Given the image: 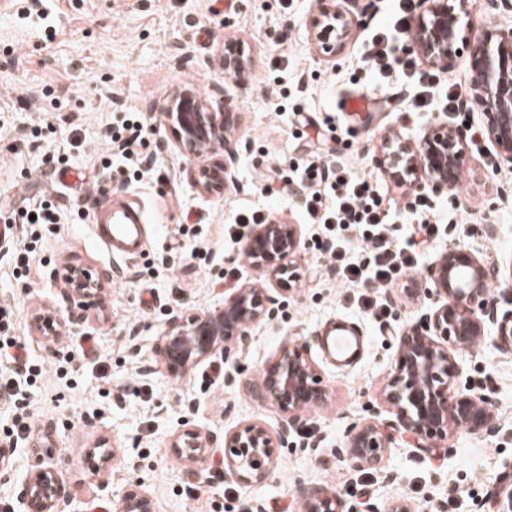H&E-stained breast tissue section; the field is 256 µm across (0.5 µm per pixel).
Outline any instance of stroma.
<instances>
[{
    "label": "stroma",
    "mask_w": 512,
    "mask_h": 512,
    "mask_svg": "<svg viewBox=\"0 0 512 512\" xmlns=\"http://www.w3.org/2000/svg\"><path fill=\"white\" fill-rule=\"evenodd\" d=\"M0 0V207L52 198L58 223L46 226L36 243L28 278L13 275L11 254L27 246L26 234L0 240V306L14 311L16 336L35 358L49 366L35 387L28 410L44 441L42 456L62 472L64 493L56 512H91L94 504L116 505L128 490H141L155 512H255L290 503L301 488L335 489L346 505H383L394 497L410 501L416 512H488L483 498L490 487L507 486L512 471V361L485 349L464 358L462 384L496 402L501 432L476 438L450 435L451 455L417 456L408 448L387 454L397 479L386 483L374 472L352 471L336 450L346 427L376 402L396 353L397 328L417 321L435 299L420 274L449 244L469 246L499 269L512 264V169L497 166L490 143L471 150L465 174L452 193L432 197L442 231L416 259L410 293H390L394 326L378 329L368 312L348 298L319 252L301 249L300 279L279 295L275 318L254 327L238 362L214 357L179 377L156 357L159 336L170 319L205 315L223 303L225 269L239 267V279L270 287L250 266H239L240 245L226 243L224 227L261 199L260 176L267 168L289 170L303 154L285 113L275 111L278 83L301 89L313 117L325 118L339 97L358 91L380 99L374 72L363 63L361 42L384 22L394 0H373L359 27L336 55L314 43L312 21L328 6L358 11L354 0H295L284 13L279 0ZM243 44L248 67L229 76L219 59L228 42ZM194 80L202 95L236 100L234 132L206 156L182 155L172 143L164 107L180 80ZM137 108L154 118L156 146L147 151L145 174L128 179L121 166L104 172L105 136L117 106ZM434 113L408 111L403 100L376 111L346 115L348 133L336 141L338 156L359 174L378 172L377 159L390 137L413 141L424 136ZM235 161L222 187L197 192L193 168ZM111 200L140 206L147 217L143 255L122 262L101 308L89 309L82 332L96 339L98 361L77 375L58 365L70 354L71 319L79 309L66 301L62 273L67 265L100 271L109 254L92 238L75 207L104 212ZM190 214L195 240L181 233ZM495 225L494 234L482 233ZM52 312L63 328L53 351L32 333L35 315ZM358 323L367 339L363 358L339 369L322 361L323 385L333 398L309 409L297 437L278 449L269 476L243 483L230 474L221 450L226 431L251 421L278 429L282 415L254 387L257 370L287 336L308 337L333 317ZM239 374L231 387L212 384L215 367ZM188 427L215 438V453L194 463L176 455L171 442ZM318 437L315 453L303 451L300 437ZM111 450L108 459L95 448ZM11 469L0 477V500H17L30 473L32 453L24 446L0 445Z\"/></svg>",
    "instance_id": "35a3bbf8"
}]
</instances>
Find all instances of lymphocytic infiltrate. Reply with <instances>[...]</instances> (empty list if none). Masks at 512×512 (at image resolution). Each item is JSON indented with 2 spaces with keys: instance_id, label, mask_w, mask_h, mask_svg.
<instances>
[{
  "instance_id": "f902f5d3",
  "label": "lymphocytic infiltrate",
  "mask_w": 512,
  "mask_h": 512,
  "mask_svg": "<svg viewBox=\"0 0 512 512\" xmlns=\"http://www.w3.org/2000/svg\"><path fill=\"white\" fill-rule=\"evenodd\" d=\"M418 0H399L398 9L389 23L371 36L366 56L380 77L401 71L418 89L413 102L422 109L433 97H440L443 109L454 112L461 106V91L449 86L445 95H438L432 72L422 69L415 56H400L396 43L413 36L414 12ZM317 146L308 148L289 173L268 170L262 177L263 190L269 196L297 193V207L306 223L318 225L322 240L314 249L325 251L337 281L353 288L354 301L369 310L376 322H386L389 309L384 301L399 278L413 269L412 255L393 248L390 235L396 218V203L387 199L379 186L357 176L328 145V133L336 132L335 114H327L321 122ZM154 133L143 113L124 109L116 118L106 139L109 148L124 160L135 157L137 149L147 148ZM12 310L0 308V354L7 355L11 367L0 374V400L15 411L13 423L6 431L7 444L30 441L32 423L27 415L28 394L37 378L45 373L35 363L27 346L13 336Z\"/></svg>"
}]
</instances>
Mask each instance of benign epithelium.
<instances>
[{
	"label": "benign epithelium",
	"mask_w": 512,
	"mask_h": 512,
	"mask_svg": "<svg viewBox=\"0 0 512 512\" xmlns=\"http://www.w3.org/2000/svg\"><path fill=\"white\" fill-rule=\"evenodd\" d=\"M463 0H422L410 47L429 67L448 70L455 61L461 40V18L455 3ZM355 16L340 12L323 15L315 22V44L329 55L341 50L354 25ZM469 94L464 108L475 104L482 111L486 140L496 148L497 162L512 166V26L485 29L468 43ZM224 68L240 74L246 68L237 46L227 45ZM199 112H168L166 121L175 147L182 154L201 156L209 144L197 136V127H210L214 140L226 138L230 119L224 109L200 98ZM470 146L463 132L446 122L435 125L416 142H388L379 157L385 175L413 192L434 194L457 189ZM225 163L194 172V186L202 193L217 188L226 176ZM302 228L272 217L258 224L244 243V257L255 269L290 291L297 278L296 258L301 248ZM499 270L488 268L474 251L461 245L448 247L424 271V279L444 302L396 336L394 369L378 395L393 420H379V410L360 417L346 428L337 449L354 471L371 470L391 482L385 471L388 450L408 443L417 450L449 452L446 441L455 430L475 437H492L501 431L496 403L472 388L460 389L462 358L489 344L512 359V309L503 311L489 290L490 278ZM63 279L65 297L78 307L97 306L111 280L110 273L96 276L78 266H69ZM276 313V298L250 284L224 294V304L205 316H175L161 336L158 356L172 376H180L213 356L228 361L245 346L252 326L270 320ZM33 332L52 342L59 335L58 322L50 315L34 319ZM311 336L303 344L288 341L259 370L257 384L263 398L276 405L283 416L273 433L259 422L240 424L224 433V456L234 475L245 483L263 480L276 459V450L298 432L304 412L330 400L321 384L319 369L310 357ZM211 438L198 428H186L173 439L171 448L181 458L195 461L210 447ZM63 494L57 472L37 467L20 491L26 512H54ZM305 512H343V501L324 487L304 490ZM118 512H154L151 498L130 491L120 500ZM365 512H414L403 498H395L385 510L368 505Z\"/></svg>",
	"instance_id": "1"
}]
</instances>
